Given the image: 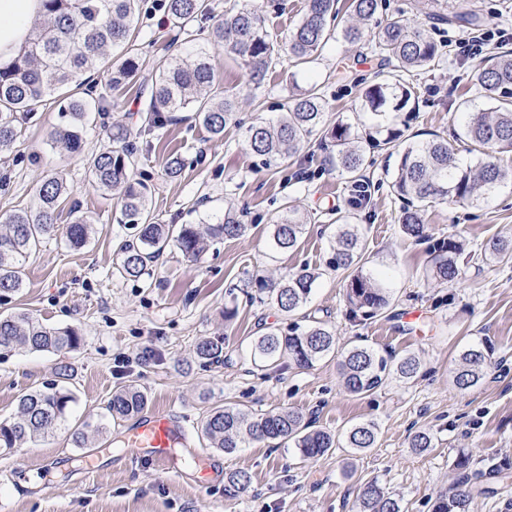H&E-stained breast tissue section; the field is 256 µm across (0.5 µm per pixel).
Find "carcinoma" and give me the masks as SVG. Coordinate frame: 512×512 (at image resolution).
<instances>
[{"instance_id": "carcinoma-1", "label": "carcinoma", "mask_w": 512, "mask_h": 512, "mask_svg": "<svg viewBox=\"0 0 512 512\" xmlns=\"http://www.w3.org/2000/svg\"><path fill=\"white\" fill-rule=\"evenodd\" d=\"M354 20L332 28L337 18L336 0H307L300 23L283 42L267 25L264 0H236L210 30V44L233 58L249 78L260 83L285 43L288 59L302 67L313 60L331 39L356 46L364 41L384 60L393 64L394 73L382 75L362 93V108L373 114V131L362 137L348 123L326 124V102L314 88L300 89L291 95L285 112L274 122H259L246 132V145L253 153L279 163H287L304 148L308 135L325 128L331 150L325 162L341 172L350 187L349 210H336V247L330 265L350 271L347 284L349 317L363 322L385 313L390 291L373 273L364 271V245L351 224L354 212L366 206L373 182L364 173V145L397 150L390 189L401 200L397 222L409 239L429 237L425 215L436 203L453 200L471 206L489 202L501 185L512 179V172L499 163V156L512 153V51H506L476 65L471 83L482 97L495 103L490 112H472L468 102L459 105L464 112V134L484 149L485 158L477 167L461 166L448 139L434 134L428 140L399 146L400 129L394 127L396 115L419 98L415 73L439 66L443 51L423 25L409 18L394 19L385 25L374 22L379 0H352ZM162 8L180 24L187 26L208 15L206 0H163ZM140 9V0H44V12L34 21L33 36L21 55L8 67L0 68V152L10 151L22 137L24 125L47 104L57 108L62 120L50 134V143L63 157L81 150V130L91 113L105 111L108 96L85 98L79 89L90 84L86 74L103 66L114 47L125 49L121 63L109 73L107 86L115 89L137 75L144 65L135 48L131 24ZM214 54L200 47L188 57L171 56L152 66L151 89L144 102L146 116L139 126H112V148L88 162L93 185L116 196L125 223L134 230L133 240L122 245L117 272L123 278L151 277L153 263L172 244L183 257L196 261L205 250L207 239H237L246 225L233 212L224 221L200 230L196 224H162L150 211L148 187L137 181L133 169L137 142L149 132L180 121L178 113L190 112L214 139L224 138V130L237 112L238 96L224 90ZM187 168L186 157L170 154L163 161L164 174L175 179ZM69 187L64 170L42 179L37 188V205L9 216L0 231V294L21 288L20 268L26 256L42 242L62 233L75 248L83 245L89 227L76 209L71 221L57 223L61 200ZM311 223V216L287 205L272 224V246L282 252L295 250ZM435 257L432 278L448 283L460 276L462 244L450 235L433 244ZM490 256L498 262L512 261V239L493 242ZM320 278L316 268L305 266L276 280L257 278L250 299L269 303L289 316L301 310ZM80 341L72 328L45 325L32 315L19 312L0 318V350L29 349L61 352L75 348ZM336 331L323 322L302 326L292 322L287 328L269 326L254 337V361L268 370L280 369L288 359L298 369L314 367L331 355L338 359L340 381L346 392L364 396L395 377L410 380L421 369L420 360L406 353L396 357L365 344L336 348ZM204 365L224 362V337L210 336L195 346ZM492 348L484 342L464 349L459 356L455 384L461 390L480 385L491 364ZM72 395L52 384L19 396L10 417L0 420V451L13 450L27 439L53 435L66 422ZM147 404L145 393L126 388L116 391L106 405L115 420L141 411ZM203 435L213 448L233 454L246 443L276 441L292 445L304 460L325 455L340 441L353 452L376 445L378 425L373 421L348 428L343 437L314 427V421L288 408L246 411L237 407L212 409L203 423ZM410 447L418 453L434 448L433 436L416 433ZM474 463L469 451L457 453L453 465L458 481L453 488L436 495L432 512H471L475 490L470 469ZM251 484L245 470L224 472V496L237 498ZM354 512H404L403 500L379 480L371 478L360 487Z\"/></svg>"}]
</instances>
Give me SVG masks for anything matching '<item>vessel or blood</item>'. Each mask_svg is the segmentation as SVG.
Returning a JSON list of instances; mask_svg holds the SVG:
<instances>
[{
	"label": "vessel or blood",
	"mask_w": 512,
	"mask_h": 512,
	"mask_svg": "<svg viewBox=\"0 0 512 512\" xmlns=\"http://www.w3.org/2000/svg\"><path fill=\"white\" fill-rule=\"evenodd\" d=\"M130 457L148 453L160 471L178 474L185 457L198 456L191 430L172 410L155 409L143 415L123 438Z\"/></svg>",
	"instance_id": "obj_1"
}]
</instances>
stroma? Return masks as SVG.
Wrapping results in <instances>:
<instances>
[{
	"instance_id": "35a3bbf8",
	"label": "stroma",
	"mask_w": 512,
	"mask_h": 512,
	"mask_svg": "<svg viewBox=\"0 0 512 512\" xmlns=\"http://www.w3.org/2000/svg\"><path fill=\"white\" fill-rule=\"evenodd\" d=\"M156 2L145 0L134 23L145 63L208 44V22H194L191 40L181 39L178 23L156 9ZM382 3L379 21L403 15L416 19L444 46L443 63L418 78L421 94L415 109L397 117L405 138L443 136L461 165H477L480 155L462 136L457 107L464 99L474 110L489 109L491 103L470 83L473 60L455 50L467 28L436 20L428 0ZM387 68L368 48L332 41L298 71L280 56L240 104L223 140H212L191 121L144 136L134 174L149 187L150 207L160 222L214 224L231 208L241 212L247 226L242 238L210 243L196 262L166 249L146 280L116 274L129 231L112 196L92 185L87 169L92 154L111 147L113 124L139 119L144 106L140 78L112 90L117 111L92 115L79 154L64 158L50 148V133L60 118L49 105L30 120L15 148L0 155V225L15 210L33 206L39 179L61 169L70 194L59 224H68L75 208L92 226L78 249L61 237L44 241L23 265L21 288L0 299V314L21 310L49 326L74 328L81 337L72 351L0 354V420L14 412L23 392L58 379L59 370H67L69 377L61 382L73 395L65 425L55 435L0 453V469L21 462L36 468L85 451L101 454L104 462L96 471L35 482L25 494L0 486V498L9 500L12 512H350L362 477L378 478L399 494L407 512H431L436 492L456 481L453 460L462 449L473 450L476 483L486 489L474 499V512H512V262L490 259L493 241L512 238V182L479 208L434 204L426 214L431 238L415 242L398 232L400 201L389 188L393 159L384 151L369 152L367 174L374 188L355 224L365 243L367 270L387 275L391 304L387 314L360 324L348 317L347 272L327 265L336 237L332 211L346 206L348 192L340 173L323 161L322 131H315L285 168L266 164L243 141L246 126L281 115L293 78L305 88L317 84L329 121L368 130L373 116L361 111V94ZM172 153L191 163L174 181L162 171L163 158ZM287 201L314 213L315 221L295 251L279 253L271 248V226ZM451 234L465 239L462 277L440 284L430 276L431 241ZM305 265L321 271L305 315L335 328L339 346L361 341L399 355L414 353L421 362L417 377L391 379L372 394L353 397L342 388L333 357L307 370L285 366L261 375L251 361L250 338L261 325L284 322L285 316L273 306L249 303L243 285ZM231 303L237 313L228 320L224 307ZM218 335L226 339L223 363L202 365L195 344ZM483 341L494 347L485 380L458 390L453 377L461 351ZM127 387L144 392L149 407L181 412L197 429L217 407L292 408L339 434L357 423L376 422L378 439L362 453L340 447L304 461L293 449L264 443L227 455L197 436L202 457L211 458L216 469H243L251 475L249 492L228 499L223 480L200 490L192 477L164 475L148 458L125 463L108 457L111 442L128 422L112 421L105 406L114 391ZM78 429L87 435L86 448L72 440ZM418 430L434 435L432 451L418 454L409 448Z\"/></svg>"
}]
</instances>
